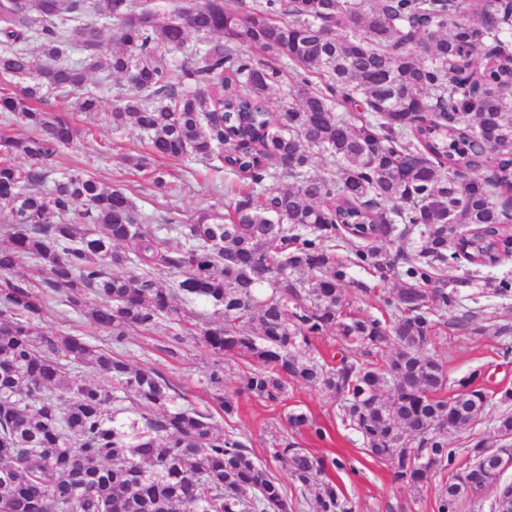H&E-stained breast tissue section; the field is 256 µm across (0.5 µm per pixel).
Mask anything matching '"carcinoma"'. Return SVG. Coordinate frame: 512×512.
Segmentation results:
<instances>
[{"label":"carcinoma","instance_id":"cac0c4a2","mask_svg":"<svg viewBox=\"0 0 512 512\" xmlns=\"http://www.w3.org/2000/svg\"><path fill=\"white\" fill-rule=\"evenodd\" d=\"M502 8L265 0L231 10L195 0L161 16L136 0H0V76L23 84L21 95L0 96V108L35 130L0 136V201L16 226L0 247V512L53 503L66 512H289L243 438L220 432L164 374L125 358L129 331L164 319H192L196 344L249 360L239 386L217 396L227 415L243 396L280 402L300 381L341 398L343 421L398 481L422 490L450 475L433 484L434 512H464L474 480L497 485L501 473L485 458L496 438L512 436V412L473 442L470 464L459 463L445 434L470 427L489 400L474 375L451 401L436 399L448 375L430 351L435 308L452 299L429 283L450 257L493 264L512 221L492 199L495 189L512 194V53H484L475 39L500 42ZM89 10L115 22L118 49L81 22ZM451 13L467 21L450 30ZM290 70L295 85L273 108L269 94ZM97 71L136 91L113 108L112 123L147 135L141 165L152 156L217 162L243 181L226 212L211 205L181 224H152L123 189L80 170L34 191L74 130L32 102L45 90L78 91ZM489 166L492 179L466 178ZM277 177L293 187L267 188ZM398 224L403 281L386 300L395 319L345 311L358 286L350 266L395 270L387 245ZM456 224L473 235L450 254ZM338 234L351 254L343 261ZM26 262L43 274L37 287L12 277ZM163 274L179 276L175 287L160 286ZM57 293L112 348L44 334L38 319ZM247 324L258 334L242 331ZM330 329L343 353L329 369L310 346ZM88 368L108 376L112 392L83 375ZM287 428L323 436L302 412L287 415ZM497 452L512 460V444ZM273 458L301 496L315 493L313 512H357L328 479L341 461L286 437Z\"/></svg>","mask_w":512,"mask_h":512}]
</instances>
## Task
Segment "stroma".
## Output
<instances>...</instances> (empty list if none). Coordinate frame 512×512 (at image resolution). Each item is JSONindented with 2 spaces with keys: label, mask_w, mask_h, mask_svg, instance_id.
<instances>
[{
  "label": "stroma",
  "mask_w": 512,
  "mask_h": 512,
  "mask_svg": "<svg viewBox=\"0 0 512 512\" xmlns=\"http://www.w3.org/2000/svg\"><path fill=\"white\" fill-rule=\"evenodd\" d=\"M85 89L101 99L97 116L79 111L73 94H50L39 105L42 111L66 114L77 131L73 145L62 150L56 159V174L80 169L107 185L125 188L137 208L158 221L169 216L187 221L199 209L212 204L221 208L231 200L240 182L224 170L172 160L153 161L146 169L134 167L133 158L148 152L147 138L129 126L113 127L111 116L114 106L133 96V88L120 77L95 72L90 74ZM157 170L165 174L169 184L166 192H158L152 183ZM350 273L358 283L347 295L352 309L390 321L394 310L384 305L382 299L395 295L398 279L371 266L354 267ZM443 279L447 292L453 295L435 333L434 352L448 373L443 395L454 397L459 391V380L473 374L490 400L486 413L472 430L449 432V445L462 449L469 436L492 430L504 409L500 394L512 389V357L503 355L505 348L512 347V253H502L491 266L449 260ZM40 325L48 335L72 329L94 343L108 340L106 334L95 331L83 317L67 313L58 299L45 306ZM171 337V330L165 326L149 334L131 331L127 347L130 362L164 373L190 401L209 410L224 432L246 437L255 456L281 477L287 499L293 505L292 512H312V502L300 499L292 481L285 478L279 464L273 463L271 452L285 434L286 417L293 411L305 413L324 431L320 437L305 431L294 434V442L316 456L337 458L344 463V470L333 473L332 478L356 503L358 512H433L432 491L417 492L395 481L389 465L367 455L360 434L343 422L340 401L334 392L292 383L283 403L245 397L233 414H224L206 381L213 355L189 339L179 345L176 354H168L166 348Z\"/></svg>",
  "instance_id": "stroma-1"
}]
</instances>
